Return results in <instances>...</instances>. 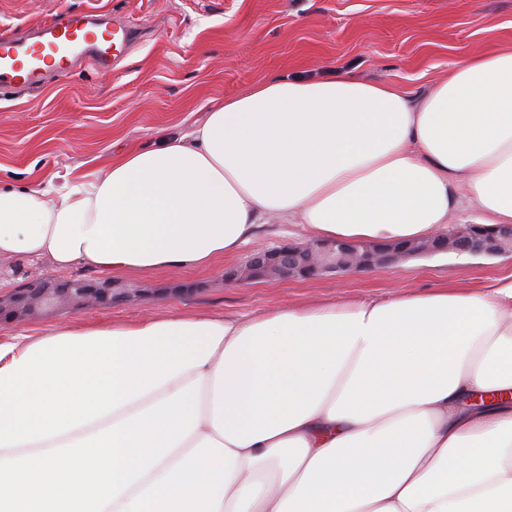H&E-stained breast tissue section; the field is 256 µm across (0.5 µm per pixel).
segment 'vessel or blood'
Masks as SVG:
<instances>
[{"mask_svg":"<svg viewBox=\"0 0 512 512\" xmlns=\"http://www.w3.org/2000/svg\"><path fill=\"white\" fill-rule=\"evenodd\" d=\"M135 39V33L126 25L108 23L103 15L88 12L55 15L34 42L16 37L10 30L0 31V88H35L49 71L57 77H67L83 58L92 59L100 67H110Z\"/></svg>","mask_w":512,"mask_h":512,"instance_id":"obj_1","label":"vessel or blood"}]
</instances>
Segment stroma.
<instances>
[{
    "instance_id": "35a3bbf8",
    "label": "stroma",
    "mask_w": 512,
    "mask_h": 512,
    "mask_svg": "<svg viewBox=\"0 0 512 512\" xmlns=\"http://www.w3.org/2000/svg\"><path fill=\"white\" fill-rule=\"evenodd\" d=\"M66 10L105 12L144 36L112 70L87 64L37 93H0L1 184L60 188L79 175L104 174L118 152L188 132L214 104L265 79L349 73L420 96L461 58L512 46V0H0V29L43 24ZM283 241L307 237L298 225L270 224L211 268L114 277L144 296L0 321V344L59 326L108 328L148 316L251 318L451 281L477 288L512 274V258L440 254L339 280L225 285L226 269ZM91 276L80 267L57 271L17 260L0 264V296L36 277Z\"/></svg>"
}]
</instances>
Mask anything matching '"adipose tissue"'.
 Returning <instances> with one entry per match:
<instances>
[{"label": "adipose tissue", "instance_id": "1", "mask_svg": "<svg viewBox=\"0 0 512 512\" xmlns=\"http://www.w3.org/2000/svg\"><path fill=\"white\" fill-rule=\"evenodd\" d=\"M512 225V48L413 97L275 78L46 194L0 186V260L193 271L267 224L416 240ZM200 381L191 433L104 512H512V275L252 319L154 318L0 345V459Z\"/></svg>", "mask_w": 512, "mask_h": 512}]
</instances>
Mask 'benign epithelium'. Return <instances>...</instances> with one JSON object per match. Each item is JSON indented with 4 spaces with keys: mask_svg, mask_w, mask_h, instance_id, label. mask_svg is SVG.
<instances>
[{
    "mask_svg": "<svg viewBox=\"0 0 512 512\" xmlns=\"http://www.w3.org/2000/svg\"><path fill=\"white\" fill-rule=\"evenodd\" d=\"M458 253L490 256H512V225L501 224L487 232L479 224L458 225L452 230L438 233L414 249L395 243L358 242L336 239L326 242L311 241L303 246L282 245L253 253L244 269L224 274V284L255 278H304L311 270L317 277L334 273L349 276L398 263L411 253ZM93 293L102 296L104 306L118 304L125 295L117 293L104 283L81 281L53 284L36 279L27 288L11 292L0 299V315L17 316L30 313L44 305H78L82 298Z\"/></svg>",
    "mask_w": 512,
    "mask_h": 512,
    "instance_id": "1",
    "label": "benign epithelium"
}]
</instances>
